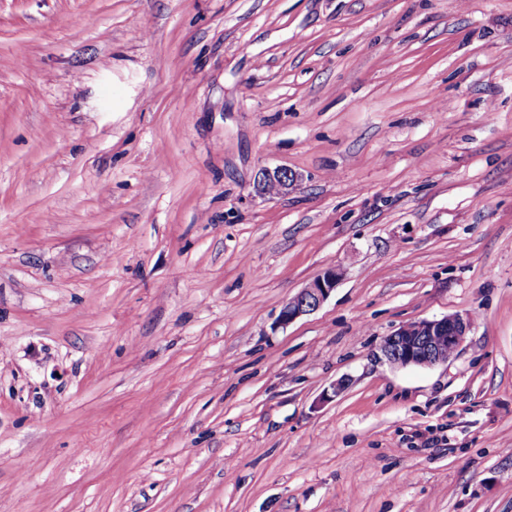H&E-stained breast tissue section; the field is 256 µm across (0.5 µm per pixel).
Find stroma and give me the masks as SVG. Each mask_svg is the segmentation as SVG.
<instances>
[{
  "label": "stroma",
  "instance_id": "35a3bbf8",
  "mask_svg": "<svg viewBox=\"0 0 512 512\" xmlns=\"http://www.w3.org/2000/svg\"><path fill=\"white\" fill-rule=\"evenodd\" d=\"M0 512H512V0H0ZM260 177L257 180L255 190L260 195L271 194L266 188L267 185H274L277 192L275 194H281L288 191V188L292 186L294 182V176L287 169L275 168V169H264L260 173ZM342 280V273L336 267L326 269L321 275L306 284L289 298L276 320L279 327H286L303 315L318 309ZM473 326L474 319L468 314L404 324L385 337L378 358L393 368L445 364L456 355Z\"/></svg>",
  "mask_w": 512,
  "mask_h": 512
}]
</instances>
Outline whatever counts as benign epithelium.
I'll return each instance as SVG.
<instances>
[{
  "mask_svg": "<svg viewBox=\"0 0 512 512\" xmlns=\"http://www.w3.org/2000/svg\"><path fill=\"white\" fill-rule=\"evenodd\" d=\"M293 182V174L286 169H264L255 190L260 195H267V186L273 185L277 193L281 194L288 191ZM341 280L340 269H326L288 299L276 320L277 325L286 327L301 316L318 309ZM473 326L474 319L468 314H454L440 319H424L404 324L385 337L379 348V360L392 368L445 364L456 355Z\"/></svg>",
  "mask_w": 512,
  "mask_h": 512,
  "instance_id": "benign-epithelium-1",
  "label": "benign epithelium"
}]
</instances>
